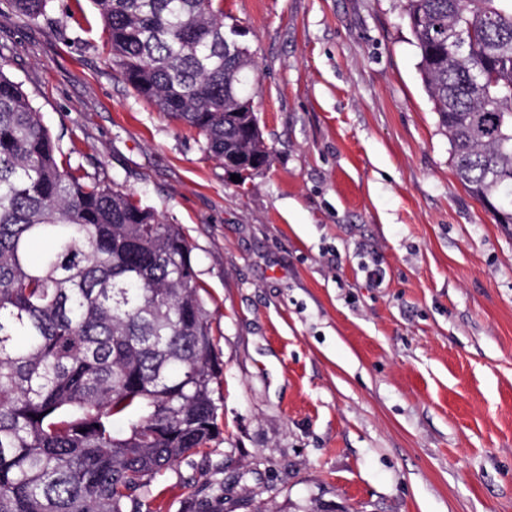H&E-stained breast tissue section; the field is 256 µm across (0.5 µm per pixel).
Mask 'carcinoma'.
Listing matches in <instances>:
<instances>
[{
	"mask_svg": "<svg viewBox=\"0 0 512 512\" xmlns=\"http://www.w3.org/2000/svg\"><path fill=\"white\" fill-rule=\"evenodd\" d=\"M51 2L0 0L32 25ZM92 3L137 96L241 183L270 168L224 0ZM405 16L459 181L512 211V0H406ZM219 375L180 225L72 165L0 69V512H143L155 475L217 433Z\"/></svg>",
	"mask_w": 512,
	"mask_h": 512,
	"instance_id": "obj_1",
	"label": "carcinoma"
}]
</instances>
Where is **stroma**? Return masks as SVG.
I'll return each instance as SVG.
<instances>
[{"label": "stroma", "instance_id": "1", "mask_svg": "<svg viewBox=\"0 0 512 512\" xmlns=\"http://www.w3.org/2000/svg\"><path fill=\"white\" fill-rule=\"evenodd\" d=\"M224 12L272 152L244 189L123 81L91 0L41 26L0 11V69L72 164L193 247L219 431L149 512H512V224L455 175L404 0Z\"/></svg>", "mask_w": 512, "mask_h": 512}]
</instances>
